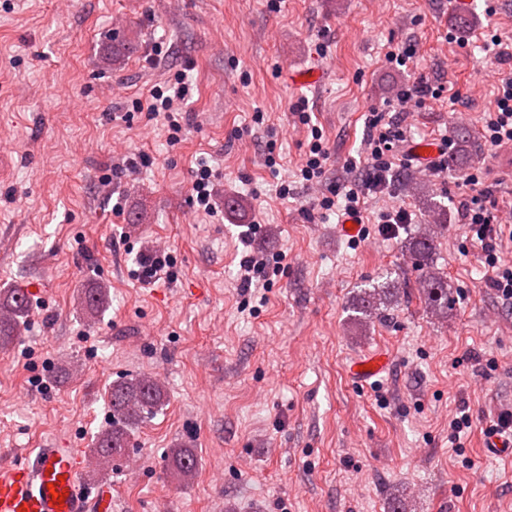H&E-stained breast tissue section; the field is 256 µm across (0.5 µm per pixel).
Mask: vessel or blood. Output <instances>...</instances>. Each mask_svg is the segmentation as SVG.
I'll use <instances>...</instances> for the list:
<instances>
[{"mask_svg": "<svg viewBox=\"0 0 512 512\" xmlns=\"http://www.w3.org/2000/svg\"><path fill=\"white\" fill-rule=\"evenodd\" d=\"M90 455L79 448H42L0 472V512H112V492L88 483ZM63 502L53 501V493Z\"/></svg>", "mask_w": 512, "mask_h": 512, "instance_id": "b4317fda", "label": "vessel or blood"}]
</instances>
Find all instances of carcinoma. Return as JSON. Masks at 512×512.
I'll use <instances>...</instances> for the list:
<instances>
[{"label": "carcinoma", "mask_w": 512, "mask_h": 512, "mask_svg": "<svg viewBox=\"0 0 512 512\" xmlns=\"http://www.w3.org/2000/svg\"><path fill=\"white\" fill-rule=\"evenodd\" d=\"M409 249L426 267L419 280L417 291L420 301L435 316L448 315L452 303L446 275L431 265L433 240L421 236L409 242ZM406 284L395 277L380 288H362L352 305V317L360 323H369L377 311L388 301H398L405 296ZM28 310V301L18 289L0 292V350L8 349L17 339ZM166 387L155 376L141 375L118 382L109 390L108 404L112 412L111 422L102 428L94 440L95 453L114 460L125 455L132 431L139 427L149 414L158 410L166 399ZM173 460V477L180 483H189L196 474V458L186 448L170 451Z\"/></svg>", "instance_id": "carcinoma-1"}]
</instances>
